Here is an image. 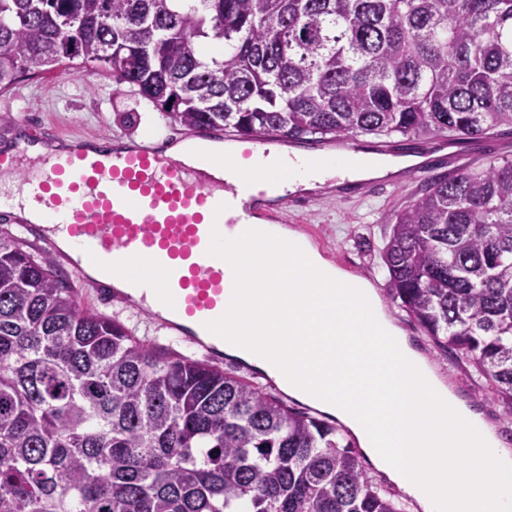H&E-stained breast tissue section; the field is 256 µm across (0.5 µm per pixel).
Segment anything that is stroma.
<instances>
[{
	"label": "stroma",
	"instance_id": "1",
	"mask_svg": "<svg viewBox=\"0 0 512 512\" xmlns=\"http://www.w3.org/2000/svg\"><path fill=\"white\" fill-rule=\"evenodd\" d=\"M25 120L44 123L67 139H125L149 133L176 141L182 133L181 127L171 125L134 87L116 84L100 70L77 69L68 63L56 65L52 71L23 80L0 93V143L12 139L18 132V123ZM348 144L359 154L372 153L383 145L390 158L421 153L427 159L428 171L413 177L404 169L393 175L387 185H379L373 179L335 188L309 196L307 206L282 204L275 212L335 266L367 279L379 295L385 296L387 278L381 252L390 227L383 219L384 214L403 208L419 196L427 177L447 173V166L437 162L440 149L451 152L463 146L459 141L446 142L432 135H361L350 137ZM385 307L459 395L482 411L497 430L512 433V422L496 412L485 393L484 379L473 368L459 357L439 355L429 337L398 303L387 300Z\"/></svg>",
	"mask_w": 512,
	"mask_h": 512
}]
</instances>
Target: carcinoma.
Instances as JSON below:
<instances>
[{"label":"carcinoma","mask_w":512,"mask_h":512,"mask_svg":"<svg viewBox=\"0 0 512 512\" xmlns=\"http://www.w3.org/2000/svg\"><path fill=\"white\" fill-rule=\"evenodd\" d=\"M63 60L244 138L512 129V0H0V92ZM385 223L390 295L512 419V159ZM353 440L142 341L0 225V512H405Z\"/></svg>","instance_id":"carcinoma-1"}]
</instances>
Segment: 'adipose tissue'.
<instances>
[{
  "mask_svg": "<svg viewBox=\"0 0 512 512\" xmlns=\"http://www.w3.org/2000/svg\"><path fill=\"white\" fill-rule=\"evenodd\" d=\"M260 175L313 190L411 165L408 157L254 155ZM244 280L227 303L228 356L354 434L366 459L423 512H512V446L454 394L394 323L371 283L304 237L255 220L225 245Z\"/></svg>",
  "mask_w": 512,
  "mask_h": 512,
  "instance_id": "adipose-tissue-1",
  "label": "adipose tissue"
}]
</instances>
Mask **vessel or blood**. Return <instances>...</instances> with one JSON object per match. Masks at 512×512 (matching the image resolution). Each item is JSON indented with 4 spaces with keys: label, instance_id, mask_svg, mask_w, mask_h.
Listing matches in <instances>:
<instances>
[{
    "label": "vessel or blood",
    "instance_id": "obj_1",
    "mask_svg": "<svg viewBox=\"0 0 512 512\" xmlns=\"http://www.w3.org/2000/svg\"><path fill=\"white\" fill-rule=\"evenodd\" d=\"M24 144L0 164H16L42 146L43 166L31 185L33 210L53 218L28 224V238L61 255L89 278L106 304L153 308L171 335L200 346L215 363L224 359V305L234 287L224 242L250 233L264 191L240 161L213 158L199 165L133 141L121 149L85 138L53 147L41 127L25 123ZM154 280L143 288L140 266Z\"/></svg>",
    "mask_w": 512,
    "mask_h": 512
}]
</instances>
